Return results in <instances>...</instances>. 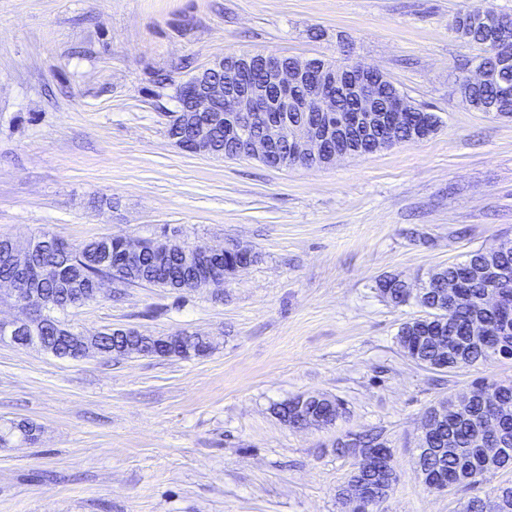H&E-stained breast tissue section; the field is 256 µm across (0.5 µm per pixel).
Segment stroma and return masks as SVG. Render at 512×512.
<instances>
[{"label":"stroma","mask_w":512,"mask_h":512,"mask_svg":"<svg viewBox=\"0 0 512 512\" xmlns=\"http://www.w3.org/2000/svg\"><path fill=\"white\" fill-rule=\"evenodd\" d=\"M466 0H0V235L241 242L257 263L218 288L107 286L73 329L211 336L204 357L63 360L0 344V512H345L337 441L384 430L397 483L379 512H457L418 475L425 411L512 359L454 373L401 353L385 275L415 282L512 239V118L451 93L476 46ZM379 68L440 119L424 140L333 164L270 167L181 150L175 88L228 53ZM343 401L334 425L275 412ZM314 399H317V400H321L322 398L319 397V396H315V395H305V396H302L298 403L296 404V408L294 409V412L296 414H299L301 415L300 417V427L301 428H311V427H319V426H322V424L318 421H321V420H312L310 419V415L309 414H312V415H315L317 417H323V413H324V405H322V403L324 404L325 402L327 404L331 403L333 405H335L336 407V416L335 418H332V419H329V420H325V422L327 424H330V425H333L336 420L342 415L343 413V405L340 403L339 400L337 399H327L323 402H320L319 404H315L313 406H310L311 410L309 412V414L305 413L306 409H307V404L309 401L311 400H314ZM296 401V402H297ZM288 424H290L291 426L293 427H298L300 428L298 425H297V421L294 422V420L292 419L291 415H290V410L288 409Z\"/></svg>","instance_id":"obj_1"}]
</instances>
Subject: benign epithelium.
<instances>
[{"label":"benign epithelium","mask_w":512,"mask_h":512,"mask_svg":"<svg viewBox=\"0 0 512 512\" xmlns=\"http://www.w3.org/2000/svg\"><path fill=\"white\" fill-rule=\"evenodd\" d=\"M473 23L490 29L485 43L483 59L473 71L460 80L453 94L469 100L468 91L475 85L501 80L500 94L507 98L512 87L501 75L512 67V16L501 12L475 14ZM263 80L256 85L251 80V61L224 70V77L198 75L178 86V96L184 110L204 118L195 123L190 120L191 134L187 138H173L176 146L191 154L218 157L208 142V128L224 123V136L238 145L239 155L258 158L264 162L284 143L288 144V159L294 165L312 167L319 162L334 163L353 155L352 138L356 135L378 148L390 139V133L405 124L417 105L406 94L388 89L383 73L360 62L347 61L329 67L317 59L283 60L267 54L258 62ZM355 104V111L346 114L336 106V88ZM121 240L123 249L119 261L112 265V276L99 280L93 287L76 292V303L86 297L93 299L105 284H127L138 270L145 254L160 258L180 253L183 262L199 265L206 270L207 284L222 286L226 282L218 261L233 253L240 258L238 269L252 265L256 251L238 242L222 246L187 247L178 234H163L150 239L131 236L100 238L106 245ZM38 241H13L0 257L12 268V275L0 280V305L10 303L21 308L22 316L0 318V342L37 347L48 353L50 346L40 336L44 322L52 319V306L44 292L29 285L33 271L30 255ZM64 332L61 340L76 349L77 359L91 354H102L97 344L98 335H86L70 327L59 326ZM183 336H155L153 346L157 355L168 356L180 346ZM314 395L301 397L294 412L300 415V427H319L321 423L306 413ZM358 466L364 470H377V450L357 447V437L345 439ZM373 500L369 490L356 485L346 503L351 512H363Z\"/></svg>","instance_id":"benign-epithelium-1"}]
</instances>
